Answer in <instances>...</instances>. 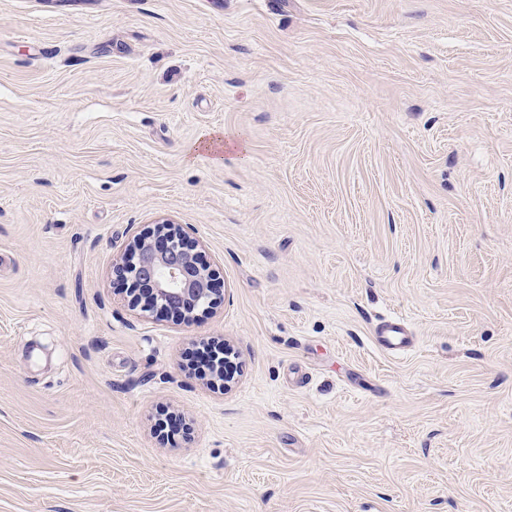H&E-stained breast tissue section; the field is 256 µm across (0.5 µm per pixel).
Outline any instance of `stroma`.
Listing matches in <instances>:
<instances>
[{"instance_id": "35a3bbf8", "label": "stroma", "mask_w": 512, "mask_h": 512, "mask_svg": "<svg viewBox=\"0 0 512 512\" xmlns=\"http://www.w3.org/2000/svg\"><path fill=\"white\" fill-rule=\"evenodd\" d=\"M0 512H512V0H0ZM197 146L199 150L211 155L216 162L224 160V150L228 148V145H224L222 136L217 132H204L201 134ZM180 224L158 222L146 237H134L113 274L132 281L129 307L141 313L160 309L193 320L217 304L210 266ZM376 334L377 345L390 354H400L412 344L407 327L399 318L383 323Z\"/></svg>"}]
</instances>
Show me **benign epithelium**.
<instances>
[{
    "instance_id": "obj_1",
    "label": "benign epithelium",
    "mask_w": 512,
    "mask_h": 512,
    "mask_svg": "<svg viewBox=\"0 0 512 512\" xmlns=\"http://www.w3.org/2000/svg\"><path fill=\"white\" fill-rule=\"evenodd\" d=\"M113 274L131 280L129 307L160 309L193 320L217 304L210 266L179 224L165 219L146 237H134Z\"/></svg>"
}]
</instances>
